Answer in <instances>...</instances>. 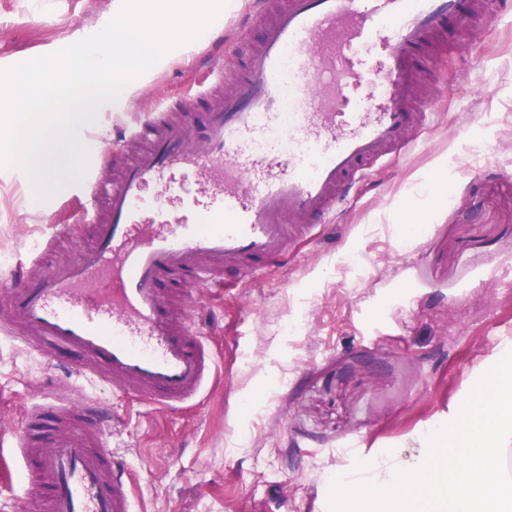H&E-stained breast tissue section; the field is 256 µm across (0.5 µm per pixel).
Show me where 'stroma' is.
I'll return each mask as SVG.
<instances>
[{"label": "stroma", "mask_w": 512, "mask_h": 512, "mask_svg": "<svg viewBox=\"0 0 512 512\" xmlns=\"http://www.w3.org/2000/svg\"><path fill=\"white\" fill-rule=\"evenodd\" d=\"M116 7L0 0V70L99 31ZM260 35L228 24L207 45L235 76V43ZM201 58L164 66L85 138L106 146L158 102H182L204 77ZM429 69L428 125L347 210L283 264L195 291L194 316L218 322L201 403L152 407L73 375L115 417L102 441L132 473L135 512H330L335 481L361 461L424 456V433L512 350V15L445 39ZM18 174L0 167V270L51 236L47 263L75 258L90 239L54 209L81 186L40 207ZM59 378L41 355L0 343V431L17 430Z\"/></svg>", "instance_id": "1"}]
</instances>
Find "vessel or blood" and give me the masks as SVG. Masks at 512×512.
I'll list each match as a JSON object with an SVG mask.
<instances>
[{"mask_svg": "<svg viewBox=\"0 0 512 512\" xmlns=\"http://www.w3.org/2000/svg\"><path fill=\"white\" fill-rule=\"evenodd\" d=\"M512 0H260L263 29L233 91L224 68L191 108L161 105L121 128L84 176L90 243L52 269L27 263L0 274L8 299L0 339L39 352L165 408L199 399L216 371L202 330L186 318L189 287L228 268L280 263L314 221L346 202L353 183L397 157L428 112L415 90L428 49L449 29L489 23ZM287 129L289 144L255 150ZM178 173L197 186L191 205L167 213ZM154 204L166 219L145 223ZM112 413L68 386L31 406L10 455L43 512H134L127 468L98 442Z\"/></svg>", "mask_w": 512, "mask_h": 512, "instance_id": "1", "label": "vessel or blood"}]
</instances>
